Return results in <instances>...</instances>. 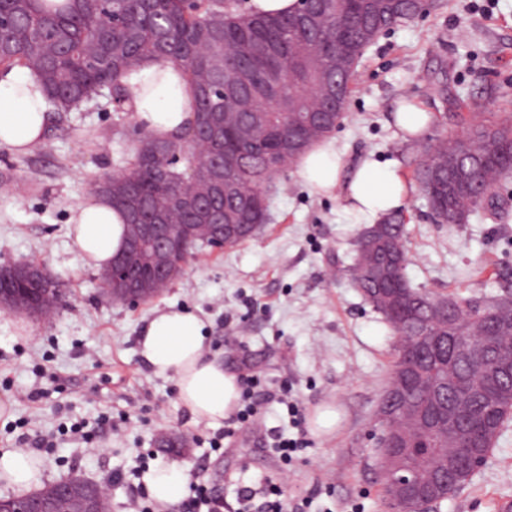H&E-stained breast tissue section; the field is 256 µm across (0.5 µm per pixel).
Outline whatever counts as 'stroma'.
<instances>
[{
  "label": "stroma",
  "instance_id": "obj_1",
  "mask_svg": "<svg viewBox=\"0 0 512 512\" xmlns=\"http://www.w3.org/2000/svg\"><path fill=\"white\" fill-rule=\"evenodd\" d=\"M419 104L432 125L413 140L395 127L399 102ZM512 113V0H432L413 20L381 34L364 52L345 117L334 139L345 172L363 160L398 165L407 186V277L414 287L462 298L496 296L512 287V179L496 188L509 216L492 212L468 223L433 221L413 179L416 161L439 140L460 134L474 111ZM140 130L96 97L50 112L44 139L25 153L0 147V264L39 263L58 282L50 320L34 318L30 336L15 335L16 314L0 310V450L17 445L16 423L54 433L41 453L45 483L71 472L108 485L111 512H124L140 453L201 473L227 502L261 478L279 482L287 502L308 498L306 512H379L383 478L367 438L389 383L394 338L382 316L352 287L347 269L363 225L346 211L343 189L316 196L288 170L268 189L270 218L257 236L233 248H202L192 266L157 296L132 305L105 298L98 272L83 268L70 246L68 218L92 180L119 169ZM196 308L210 324V351L233 368L247 360L270 390L292 391L303 409L290 424L285 405H267L234 425L222 451L208 443L157 451L163 431L192 436L198 425L178 403L174 383L141 361L138 329L154 309ZM43 388L33 400L34 388ZM333 405V433L317 436L318 409ZM111 428L96 446L60 434V424ZM307 441L290 469L270 447L275 433ZM512 500V419L486 465L434 512H497Z\"/></svg>",
  "mask_w": 512,
  "mask_h": 512
}]
</instances>
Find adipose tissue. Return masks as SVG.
I'll list each match as a JSON object with an SVG mask.
<instances>
[{
  "mask_svg": "<svg viewBox=\"0 0 512 512\" xmlns=\"http://www.w3.org/2000/svg\"><path fill=\"white\" fill-rule=\"evenodd\" d=\"M133 97L132 118L160 139L175 137L192 119V93L181 68L148 61L123 76ZM48 103L39 77L26 68L0 72V146L18 152L41 142ZM343 161L331 142L314 145L301 159L300 179L316 195L344 185L347 209L376 218L398 210L406 185L396 164L363 161L342 180ZM124 212L107 198L90 195L69 219L71 247L83 267L103 269L125 247ZM208 324L196 312L176 307L154 310L138 335V354L154 374L172 378L180 406L194 421L220 425L234 411L241 392L239 377L208 354ZM38 456L25 448L0 453V480L18 492L40 485ZM150 496L161 506L181 501L189 476L177 465L157 464L142 476Z\"/></svg>",
  "mask_w": 512,
  "mask_h": 512,
  "instance_id": "1",
  "label": "adipose tissue"
}]
</instances>
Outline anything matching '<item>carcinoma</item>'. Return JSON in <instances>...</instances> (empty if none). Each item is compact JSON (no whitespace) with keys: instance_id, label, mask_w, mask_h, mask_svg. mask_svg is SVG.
<instances>
[{"instance_id":"obj_1","label":"carcinoma","mask_w":512,"mask_h":512,"mask_svg":"<svg viewBox=\"0 0 512 512\" xmlns=\"http://www.w3.org/2000/svg\"><path fill=\"white\" fill-rule=\"evenodd\" d=\"M346 8L365 10L373 37L391 29L411 12L410 0H346ZM336 36V18L320 17L305 23L302 7L283 15L250 13L238 0H0V66L28 68L44 85L48 104L68 112L108 91L112 111H127L129 93L121 76L148 59L170 62L184 69L194 87V112H223L238 96L230 83L235 77L247 84L252 106L269 115L268 126L248 136L234 127L221 138L198 141L196 124L174 140H160L147 132L123 158L119 176L133 189L122 207L125 215L138 211L152 220L159 211L168 213L173 225L199 224L201 214L182 211L178 203L194 175L222 157L237 168L234 191L216 195L211 205L224 211L226 224L262 226L269 216L267 187L297 162L288 151V131L298 130L316 103L336 95L340 103L351 93L348 71L330 54ZM466 170L473 177L463 187L448 180L455 162L458 140L442 139L416 164L413 178L432 215L455 216L464 224L473 215L498 210L494 187L512 177V114L484 119L471 125ZM400 251L399 269L382 280L395 294L391 306L375 307L394 335L417 341L419 367L424 383L413 392L415 406L439 417L447 416L448 404L457 393L472 394L470 413L462 428L470 435L469 447L448 456V445L429 429L416 432L408 458L424 479L434 473L463 486L459 479L462 457L484 450L485 427L497 420V390L472 385L469 364L451 340H441L445 324L434 317L429 303L437 296L411 286L406 275L405 229L393 217L380 223L369 238L358 235L351 266V282L362 294L377 283L366 275L370 265L383 267ZM150 248L134 258V273L149 277L153 268ZM462 336H480L492 328L479 309L455 318Z\"/></svg>"}]
</instances>
